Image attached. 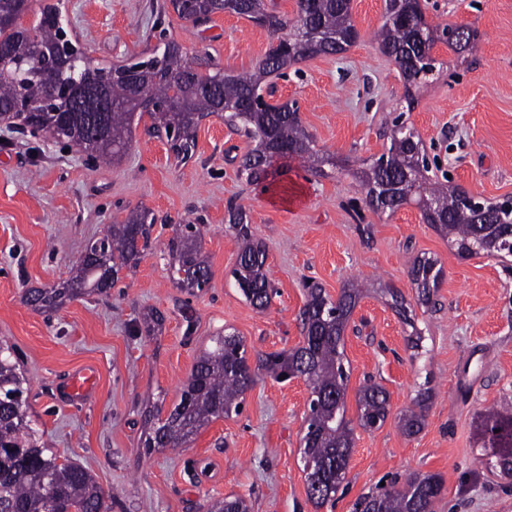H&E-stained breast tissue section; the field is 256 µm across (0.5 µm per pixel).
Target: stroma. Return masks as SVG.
<instances>
[{
	"mask_svg": "<svg viewBox=\"0 0 512 512\" xmlns=\"http://www.w3.org/2000/svg\"><path fill=\"white\" fill-rule=\"evenodd\" d=\"M163 2L32 0L21 24L33 27L41 7L54 4L72 40L106 67L149 56L163 38L201 73L244 74L271 42L267 29L237 15L195 26ZM384 13V0H351L355 44L267 78L275 102L297 103L316 150L333 158L320 174L294 161L266 188L249 184L235 158L250 142L215 116L200 122L184 160L146 116L133 126L130 150L109 164L40 130H0V340L26 380L31 427L60 461L111 493L112 512H202L206 499L230 495L244 497L250 512H352L359 497L412 473L442 476L435 512H512V477L487 466L475 432L487 410L512 407V256L458 257L417 206L374 212L355 177L384 152L400 117L420 136L429 178L489 202L512 197V0H426L428 22L466 21L479 50L460 58L436 47L438 72L414 92L373 38ZM239 204L266 246L276 290L261 313L231 276L239 244L227 210ZM132 210L155 216L154 248L108 292L47 312L26 304L27 289L67 280L87 244ZM188 223L199 225L211 269L195 293L172 283L167 251ZM420 257L444 272L432 308L414 302L408 266ZM309 280L332 297L349 282L363 293L345 332L347 418L356 423L364 378L390 394L382 427L356 424L334 501L318 509L307 497L300 438L309 389L300 379L259 375L239 413L213 420L187 447L143 448V411L172 409L214 338L239 336L253 358L301 344ZM394 290L413 302L414 326L392 310ZM154 311L165 321L150 336L142 322ZM85 370L93 387L71 395ZM425 392V425L406 437L398 417Z\"/></svg>",
	"mask_w": 512,
	"mask_h": 512,
	"instance_id": "1",
	"label": "stroma"
}]
</instances>
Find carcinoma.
I'll list each match as a JSON object with an SVG mask.
<instances>
[{
  "instance_id": "carcinoma-1",
  "label": "carcinoma",
  "mask_w": 512,
  "mask_h": 512,
  "mask_svg": "<svg viewBox=\"0 0 512 512\" xmlns=\"http://www.w3.org/2000/svg\"><path fill=\"white\" fill-rule=\"evenodd\" d=\"M181 19L197 24L229 10L267 28L275 36L288 22L263 0H193L185 9L180 0H170ZM25 10L21 0H0V54L14 65L0 76V121L23 130L38 127L51 137L80 147L105 162L122 157L131 147L132 127L137 117L149 116L154 131L165 132L173 150L184 157L196 146L200 120L217 116L231 125H240L254 147L239 160L246 181L259 184L271 174L274 150L288 149L290 160L324 158L314 150L311 137L302 128L298 112L286 104H269L264 97L273 89L265 78L299 61L317 55L339 54L358 39L349 5L345 0H296V18L309 28V38L282 52L272 45L260 58L253 73L231 75L221 71L202 74L186 59L182 48L165 42L152 54L134 63L100 68L84 60L85 84L66 85L60 71L48 65L46 56L59 49L60 13L46 6L35 32L20 26ZM406 14L422 16L416 0H386L384 22L376 38L382 51L394 57L408 85L418 87L436 70L435 44L418 37L417 30L398 19ZM478 34L473 29L448 43L458 56L477 49ZM106 98L108 112L83 109L88 89ZM57 92L62 112L43 109L47 90ZM420 139L413 128L391 133L387 150L361 171L359 176L369 207L394 213L412 200L430 201L435 206L433 228L448 237L457 255H512L508 226L512 211L500 203H486L475 211L463 200L465 193L428 181L419 173L416 181L407 174L420 160ZM154 220L150 212H130L113 221L106 233L92 241L79 261L76 274L59 288H30L26 303L40 310H53L64 299L88 292L105 293L124 267H132L151 247ZM228 224L240 241L235 285L246 301L259 311L273 298L272 285L264 267L265 247L253 239L246 210L228 209ZM172 261L171 278L179 288L201 291L210 280V268L201 251L200 228L186 224L168 244ZM418 301L436 306L435 296L442 282V270L433 259H416L409 267ZM360 289L350 284L338 297H329L319 285H307V301L301 312L304 340L289 351L269 353L251 368L243 340L228 333L215 339L211 349L197 357L183 383L179 402L166 416L155 413L146 420L142 444L145 448H181L211 421L238 413L245 393L254 385L257 372L278 381L280 377L301 378L315 393L309 406L301 437V459L310 466L305 474L306 493L315 507L336 496L344 481L354 447V429L346 418L348 372L344 364V333L358 302ZM25 379L11 360V347L0 345V512H111L107 493L83 468L58 462L46 453L28 425ZM390 397L385 388L367 380L358 391V422L364 429L381 426L389 412ZM426 397L416 407L402 413L399 427L413 437L424 426ZM479 436L491 450L488 464L512 475V410H488L482 416ZM444 490L435 474H413L402 487L383 494L360 497L354 508L364 512H434ZM206 512H247L240 497H226L207 504Z\"/></svg>"
}]
</instances>
